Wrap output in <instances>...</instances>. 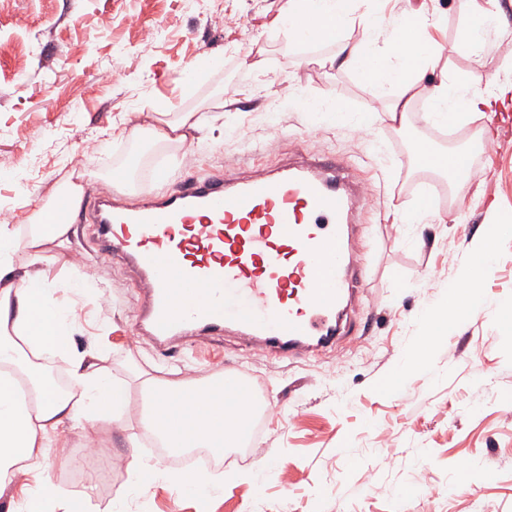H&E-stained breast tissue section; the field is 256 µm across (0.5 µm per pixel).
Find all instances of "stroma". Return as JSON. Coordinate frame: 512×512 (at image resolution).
<instances>
[{
	"label": "stroma",
	"instance_id": "35a3bbf8",
	"mask_svg": "<svg viewBox=\"0 0 512 512\" xmlns=\"http://www.w3.org/2000/svg\"><path fill=\"white\" fill-rule=\"evenodd\" d=\"M287 0H0V206L11 208L13 225L38 208L69 173L70 156L89 141L99 150L86 166L106 174L138 155V185L160 166L171 180L204 176L236 162L239 176L257 165L277 167L289 153L317 150L341 157L355 177L374 187L361 209L358 230L367 261L364 292L353 329L337 356L298 362L248 356L231 336L217 338L213 353L161 351L138 340L133 326L136 295L116 266L92 259L87 225L70 229L62 260L89 254L97 293L63 291L75 309L74 346L100 349L114 379L129 392L121 425L98 444L100 457L116 462L110 479L92 482L80 452L82 432L64 426L42 451L40 472L22 484H50L89 492L92 506L122 502L123 512H512V233L499 237L491 272L482 283L485 304L467 319H450L430 350L429 369L398 372L426 328L421 310L445 304L448 287L466 266L474 244L494 218L512 217V128L500 132L498 152L483 155L484 114L454 124L457 140L443 138L427 113L426 94L415 95L403 123L384 118L381 92L349 67L332 63L337 45L289 39L280 17ZM356 13L438 12L429 34L441 49L449 77L472 72L487 79L512 76V0H499L488 44L478 52L456 50L464 18L454 0H356ZM141 16L149 40L132 34L127 14ZM223 65L187 77L201 55ZM112 72V84L96 80ZM343 102L337 118L311 127L292 100ZM203 112L198 142L178 151L130 138L112 137L127 114L142 126L161 112ZM360 112L380 118L371 129L355 124ZM427 144L465 156L474 167L463 189L446 174L416 166L414 149ZM440 185L470 205L466 214L446 209L426 193ZM425 208L420 224L401 223L403 211ZM233 366L260 383L274 414H259L250 455H224L201 476L222 477L205 496L177 492L163 481L138 493L128 489L127 466L136 460L166 468L138 413L143 378L195 380L219 377ZM275 463L263 488L249 476L266 453ZM469 466L466 489L447 493L461 466ZM383 487L364 492L365 477Z\"/></svg>",
	"mask_w": 512,
	"mask_h": 512
}]
</instances>
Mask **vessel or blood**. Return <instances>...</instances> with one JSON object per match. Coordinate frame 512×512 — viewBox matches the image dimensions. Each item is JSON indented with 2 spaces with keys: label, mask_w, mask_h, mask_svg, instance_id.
<instances>
[{
  "label": "vessel or blood",
  "mask_w": 512,
  "mask_h": 512,
  "mask_svg": "<svg viewBox=\"0 0 512 512\" xmlns=\"http://www.w3.org/2000/svg\"><path fill=\"white\" fill-rule=\"evenodd\" d=\"M152 177L134 204L115 179L52 210L90 225L96 259L129 274L139 339L197 349L230 333L247 354L288 361L335 350L366 264L353 217L372 189L316 152L244 178L224 168L173 185L163 167ZM217 387L253 391L234 367Z\"/></svg>",
  "instance_id": "b4317fda"
}]
</instances>
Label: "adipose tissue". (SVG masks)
<instances>
[{"label": "adipose tissue", "instance_id": "ef3b65f1", "mask_svg": "<svg viewBox=\"0 0 512 512\" xmlns=\"http://www.w3.org/2000/svg\"><path fill=\"white\" fill-rule=\"evenodd\" d=\"M496 0H456L466 17L458 49L468 54L480 47L496 20ZM351 0H288L282 26L290 37L302 42L310 32L331 27L341 29L351 20ZM363 38L342 45L343 63L355 66L359 56L373 66L361 70L362 79L387 94L390 118L406 112L411 90L426 84V94L437 118L452 124L475 112L492 109L495 102L512 94V78L495 83L472 73L448 80L437 75L439 50L427 41L428 29L439 27L437 13L388 16L367 14L361 18ZM206 119L202 112L161 116L156 124L137 126L134 140L175 148L199 130ZM44 210L31 212L32 229L19 235L14 225L0 224V490L14 483L17 474L40 469L41 450L50 433L64 423L81 428L87 441L122 419L128 407V391L112 378L109 369L97 366L94 350H73V306L61 300L62 289L89 292L97 284L78 267L68 276L48 268L50 252L67 249L70 227L48 224ZM25 252L26 266L14 258ZM62 359L68 385L58 390L43 363L45 357ZM142 417L159 440L174 448H206L224 454L236 447L247 430L251 413L244 395L215 398L208 381L182 382L144 380ZM89 493L69 495L52 488L27 490L20 512H87Z\"/></svg>", "mask_w": 512, "mask_h": 512}]
</instances>
